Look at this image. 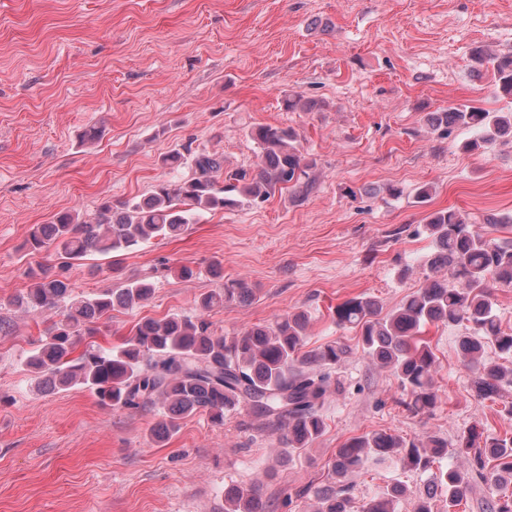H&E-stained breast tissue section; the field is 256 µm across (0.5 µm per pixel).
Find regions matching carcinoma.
I'll use <instances>...</instances> for the list:
<instances>
[{"instance_id":"obj_1","label":"carcinoma","mask_w":512,"mask_h":512,"mask_svg":"<svg viewBox=\"0 0 512 512\" xmlns=\"http://www.w3.org/2000/svg\"><path fill=\"white\" fill-rule=\"evenodd\" d=\"M472 60L478 71L492 69L502 96L512 100V53L477 47ZM283 105L290 112L321 108L299 93L284 96ZM426 122L444 135L455 127L475 131L477 137L463 145L467 152L512 141V110L458 104L428 113ZM248 136L258 149L252 170L226 174L223 158L189 141L161 162L171 169L189 165L191 177L161 183L140 198L107 199L83 218L63 211L48 224L33 225L24 248L31 255L51 251L57 263L29 267V286L12 303L26 312L57 316L23 361L38 387L86 388L106 408L152 406L159 416L153 428L159 441L176 433L188 416L205 413L222 425L225 414L240 406L273 425L278 442L290 448H307L322 435L331 369L350 349L339 340L306 349L305 313L255 324L231 338L218 335L205 313L255 297L245 281L231 280L200 295L199 314L144 318L120 345L103 346L96 341L100 322L148 301L155 276L127 278L114 288L82 295L68 275L91 255L109 256L178 236L205 214L258 207L285 189L302 201L316 189L317 161L294 128L257 125ZM424 228L435 252L423 285L387 313L373 297L348 299L333 309V322L356 330L362 352L397 376L411 413H432L441 402L435 354L422 338L424 327L434 322L465 327L459 349L473 372L474 396L500 403L501 416L512 422V369L484 359L490 344L512 358V330H502L494 301L498 289L512 288V239L486 238L454 208L430 212ZM448 456L467 461L469 469L450 465L432 472L434 463ZM388 459L412 472L431 473L430 488L413 501L411 512H433L431 499L438 490L448 494V508H456L476 481L487 490L485 512H512V435L489 437L476 426L461 431L451 449L436 434L419 444L386 431L350 439L336 449L335 483L314 490L316 512H352L347 479L370 460ZM405 496L404 486L393 485L369 497L360 512H400ZM224 502V512H262L256 492L239 487L225 490Z\"/></svg>"}]
</instances>
